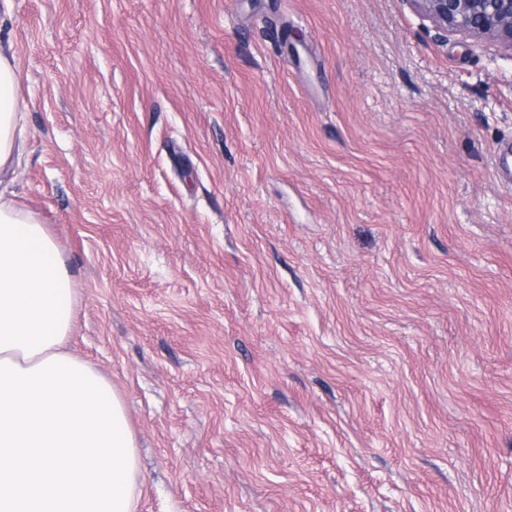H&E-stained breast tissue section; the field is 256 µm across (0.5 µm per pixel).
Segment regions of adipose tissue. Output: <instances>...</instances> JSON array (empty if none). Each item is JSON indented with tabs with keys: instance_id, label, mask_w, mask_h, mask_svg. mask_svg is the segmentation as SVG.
Returning a JSON list of instances; mask_svg holds the SVG:
<instances>
[{
	"instance_id": "adipose-tissue-1",
	"label": "adipose tissue",
	"mask_w": 512,
	"mask_h": 512,
	"mask_svg": "<svg viewBox=\"0 0 512 512\" xmlns=\"http://www.w3.org/2000/svg\"><path fill=\"white\" fill-rule=\"evenodd\" d=\"M20 77L0 47V184L24 147ZM74 281L44 224L0 196V512H135L121 398L68 351Z\"/></svg>"
}]
</instances>
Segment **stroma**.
I'll list each match as a JSON object with an SVG mask.
<instances>
[{
    "label": "stroma",
    "mask_w": 512,
    "mask_h": 512,
    "mask_svg": "<svg viewBox=\"0 0 512 512\" xmlns=\"http://www.w3.org/2000/svg\"><path fill=\"white\" fill-rule=\"evenodd\" d=\"M0 46L137 512H512V49L406 0H12Z\"/></svg>",
    "instance_id": "obj_1"
}]
</instances>
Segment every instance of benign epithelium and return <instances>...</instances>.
Instances as JSON below:
<instances>
[{
    "instance_id": "obj_1",
    "label": "benign epithelium",
    "mask_w": 512,
    "mask_h": 512,
    "mask_svg": "<svg viewBox=\"0 0 512 512\" xmlns=\"http://www.w3.org/2000/svg\"><path fill=\"white\" fill-rule=\"evenodd\" d=\"M429 21L438 41L453 33L490 39L512 49V0H406Z\"/></svg>"
}]
</instances>
